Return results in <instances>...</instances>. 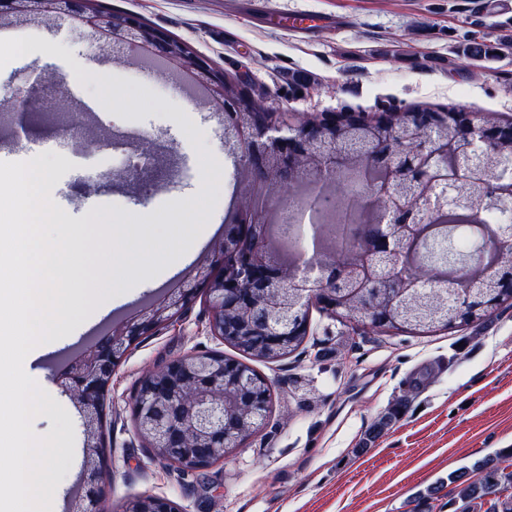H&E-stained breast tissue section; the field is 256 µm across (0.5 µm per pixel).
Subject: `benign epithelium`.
<instances>
[{"mask_svg":"<svg viewBox=\"0 0 512 512\" xmlns=\"http://www.w3.org/2000/svg\"><path fill=\"white\" fill-rule=\"evenodd\" d=\"M0 14H24L41 17L67 16L81 21L115 47L138 45L182 71L190 72L202 85L208 97L223 112L235 113L231 135L244 148L242 163L251 177L249 194L274 201L277 223L295 222L280 196L272 191L276 182L288 183L302 171L323 173L336 167V157L322 159L315 165L312 154L295 156L288 166V143L299 134H311L316 128L305 121L290 118L262 121L258 106L243 104L224 95V77L217 74L201 57H186L176 42L158 28L146 27L138 18L124 16L118 20L95 9L90 0H0ZM234 254L230 243L220 239L214 243L194 278L205 284V299L210 312V328L222 341H239L224 335V303L229 283L224 279V258ZM272 264L276 274L262 286L263 318L250 324L247 344L250 352L272 359L274 351L266 346L268 328L288 326L285 310L276 302L288 295L289 288L303 294L310 292L311 279L300 272L282 268L276 256L257 242L241 257L239 279L255 265ZM352 280L388 274L386 258L361 255L347 259ZM195 299V287L170 290L131 319L121 322L111 333L101 337L89 350L72 359L58 377V383L78 409L83 427V468L81 489L74 498L71 512H106L103 486L105 467L107 396L115 372L127 350L141 337L174 320ZM257 381L242 367L233 380L224 378V357L214 353H190L175 358L157 369L147 371L132 399L133 422L139 437L162 460L196 471L218 459L224 460L231 442L238 436L256 430L265 418L263 404L252 396Z\"/></svg>","mask_w":512,"mask_h":512,"instance_id":"benign-epithelium-1","label":"benign epithelium"}]
</instances>
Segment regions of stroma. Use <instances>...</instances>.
Wrapping results in <instances>:
<instances>
[{"mask_svg":"<svg viewBox=\"0 0 512 512\" xmlns=\"http://www.w3.org/2000/svg\"><path fill=\"white\" fill-rule=\"evenodd\" d=\"M187 43L253 98L302 117L320 112H380L410 106L463 107L512 121V53L474 61L464 56L473 31L496 43L512 36V0H98ZM95 104L92 112L58 105L47 76ZM112 88L99 97L100 82ZM192 80L150 64L139 50L113 51L80 21L0 16V107L38 86L28 111L0 122V141L47 142L53 200H65L68 224L83 250L80 278L95 303L97 255L104 228L95 214L130 226L125 243L145 264L131 297L113 304L98 324L138 314L143 305L181 287L210 243H197L199 211L214 239L242 187L235 177L212 184L211 168L234 170L224 120L206 98L186 94ZM136 131L154 149L146 183L118 180ZM97 138L88 147V138ZM188 259L173 274L164 257ZM236 349L211 334L204 298L177 320L131 346L112 376L107 416L112 512L136 496L175 502L180 512H410L427 491L432 512H452L448 478L473 477L477 463L512 448V308L453 333L414 336L351 330L311 313L303 351L277 361L252 360L272 384V407L259 430L223 462L184 472L145 447L132 422V398L143 374L189 354ZM40 372L62 413L33 421L43 435L68 434L59 512L81 475L80 414L55 383L53 354ZM425 383L410 394L414 378ZM405 415L379 434L374 423L397 398Z\"/></svg>","mask_w":512,"mask_h":512,"instance_id":"35a3bbf8","label":"stroma"}]
</instances>
